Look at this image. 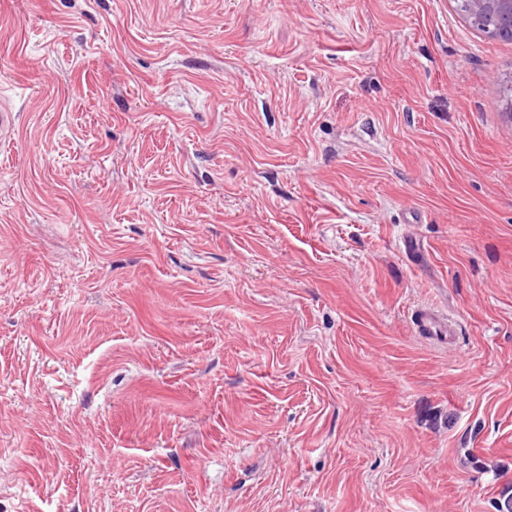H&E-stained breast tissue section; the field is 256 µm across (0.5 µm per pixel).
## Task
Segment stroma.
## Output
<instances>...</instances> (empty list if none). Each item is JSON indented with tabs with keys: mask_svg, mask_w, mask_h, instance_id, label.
<instances>
[{
	"mask_svg": "<svg viewBox=\"0 0 512 512\" xmlns=\"http://www.w3.org/2000/svg\"><path fill=\"white\" fill-rule=\"evenodd\" d=\"M511 82L453 0H0V512H498ZM412 323L416 334L425 340L448 347L456 343L457 323L437 305L417 307L412 314Z\"/></svg>",
	"mask_w": 512,
	"mask_h": 512,
	"instance_id": "stroma-1",
	"label": "stroma"
}]
</instances>
